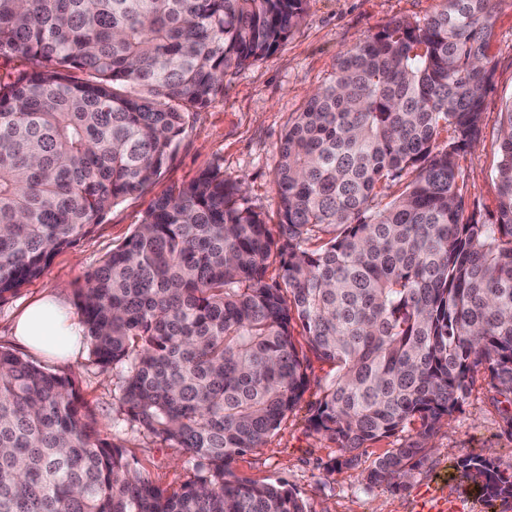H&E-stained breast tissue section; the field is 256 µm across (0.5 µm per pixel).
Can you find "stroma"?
Returning a JSON list of instances; mask_svg holds the SVG:
<instances>
[{
	"instance_id": "stroma-1",
	"label": "stroma",
	"mask_w": 512,
	"mask_h": 512,
	"mask_svg": "<svg viewBox=\"0 0 512 512\" xmlns=\"http://www.w3.org/2000/svg\"><path fill=\"white\" fill-rule=\"evenodd\" d=\"M441 4L442 0H306L300 25L275 51L230 71L224 78L223 98L187 113L171 157L151 185L113 206L91 233L57 253L40 276L0 303V347L32 359L47 372L74 376L101 437L122 448L134 467L154 483L175 487L189 479L192 464L183 449L143 435L119 413L120 388L114 372L101 371L84 349L66 364L31 355L13 338V319L48 291L75 304L85 276L131 235L157 197L215 165L242 183L239 204L260 212L271 232H278L282 220L275 186L278 148L312 91L330 77L338 55L366 35L396 19H424ZM490 54L493 79L483 100V136L474 152L459 157L465 211L486 220L498 207L494 171L499 161L500 112L512 98V0H499ZM335 372L334 365L311 359L310 385L299 404L263 448L236 460L237 477L286 483L308 512H415L420 492L440 481L446 483L449 497L465 498L466 512H486L477 484L454 467L459 457L475 453L512 473V428L486 373L474 374L459 410L432 436L425 459L405 485L370 487L364 477L374 462L413 439L418 426L410 424L403 432L360 449L355 467H334L335 443L313 431L309 419Z\"/></svg>"
}]
</instances>
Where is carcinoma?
<instances>
[{"label": "carcinoma", "mask_w": 512, "mask_h": 512, "mask_svg": "<svg viewBox=\"0 0 512 512\" xmlns=\"http://www.w3.org/2000/svg\"><path fill=\"white\" fill-rule=\"evenodd\" d=\"M305 2L0 0V56L28 63L0 74V300L153 183L186 113L276 50ZM496 4L443 0L339 55L282 138L278 237L215 165L158 197L77 289L92 361L120 370V413L185 449L190 479L163 488L132 469L74 377L0 349V512H306L286 484L233 470L309 386L296 321L336 365L310 418L339 448L334 465L420 421L370 485H403L475 372L512 395V101L496 220L464 218L458 183L483 133ZM455 468L486 505L512 499L494 461Z\"/></svg>", "instance_id": "obj_1"}]
</instances>
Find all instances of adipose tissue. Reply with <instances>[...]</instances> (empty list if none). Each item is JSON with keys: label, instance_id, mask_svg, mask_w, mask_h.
I'll return each instance as SVG.
<instances>
[{"label": "adipose tissue", "instance_id": "ef3b65f1", "mask_svg": "<svg viewBox=\"0 0 512 512\" xmlns=\"http://www.w3.org/2000/svg\"><path fill=\"white\" fill-rule=\"evenodd\" d=\"M14 335L32 351L63 361L80 349L84 327L61 298L49 295L23 310L15 321Z\"/></svg>", "mask_w": 512, "mask_h": 512}]
</instances>
